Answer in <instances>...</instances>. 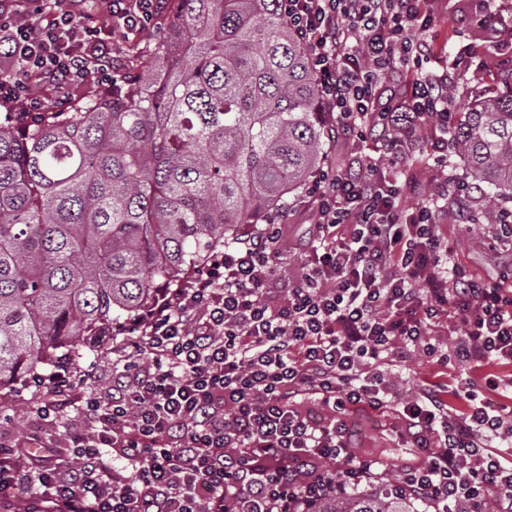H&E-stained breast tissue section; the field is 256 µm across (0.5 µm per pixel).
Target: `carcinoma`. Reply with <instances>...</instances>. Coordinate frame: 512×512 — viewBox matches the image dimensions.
Returning a JSON list of instances; mask_svg holds the SVG:
<instances>
[{
    "label": "carcinoma",
    "instance_id": "cac0c4a2",
    "mask_svg": "<svg viewBox=\"0 0 512 512\" xmlns=\"http://www.w3.org/2000/svg\"><path fill=\"white\" fill-rule=\"evenodd\" d=\"M112 97L0 124V386L152 305L319 169L326 112L279 0H174ZM456 151L512 197V91L462 100ZM309 512H420L389 491Z\"/></svg>",
    "mask_w": 512,
    "mask_h": 512
}]
</instances>
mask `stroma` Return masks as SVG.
<instances>
[{
  "label": "stroma",
  "mask_w": 512,
  "mask_h": 512,
  "mask_svg": "<svg viewBox=\"0 0 512 512\" xmlns=\"http://www.w3.org/2000/svg\"><path fill=\"white\" fill-rule=\"evenodd\" d=\"M475 6L476 0H438L437 7L444 19L433 33L441 58H454L466 46L474 51L471 68L465 80L457 86L464 98L487 97L512 90V27L501 26L495 44L487 45L478 29L467 24L466 16ZM442 231L467 273L487 280L512 277V237L500 236L485 224H464L454 219L443 224ZM468 376V369L458 364L442 368L420 359L392 370L397 392L403 398L413 396L423 385L461 384ZM38 397L35 388L20 382L0 389V440L7 442L23 437L34 427L45 443L58 448L64 446L72 429V419L34 423L32 416L25 413L24 406ZM353 418L364 429L360 443L362 452L383 458L385 472L371 489L375 492L384 490L395 480L398 468L413 451L397 444L390 417L358 411Z\"/></svg>",
  "instance_id": "1"
}]
</instances>
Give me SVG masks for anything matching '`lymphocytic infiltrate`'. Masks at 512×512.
Listing matches in <instances>:
<instances>
[{
  "label": "lymphocytic infiltrate",
  "instance_id": "1",
  "mask_svg": "<svg viewBox=\"0 0 512 512\" xmlns=\"http://www.w3.org/2000/svg\"><path fill=\"white\" fill-rule=\"evenodd\" d=\"M434 0H280L317 76L328 128L376 141L342 174L326 169L307 189L315 222L299 246L302 266L276 285L288 241L279 216L250 224L208 264L133 319L99 330L117 364L109 395L72 357L38 379L41 417H78L70 466L51 447L0 442V512H308L336 492L331 464L354 480L378 459L356 453L352 410L399 406V436L417 451L400 493L432 512H512V459L492 450L512 433V405L484 401L498 389L491 365L512 364V284L466 275L438 230L437 214L474 220L448 172L456 107L448 71L421 33L437 22ZM97 23L83 0H0V116L24 124L93 83L118 88L123 43L154 29L163 0H100ZM402 70L404 88L385 84ZM440 168L439 191L404 207L414 154ZM456 335L452 351L438 339ZM420 355L483 369L457 411L427 387L399 401L392 363ZM313 401L314 409L304 408Z\"/></svg>",
  "mask_w": 512,
  "mask_h": 512
}]
</instances>
